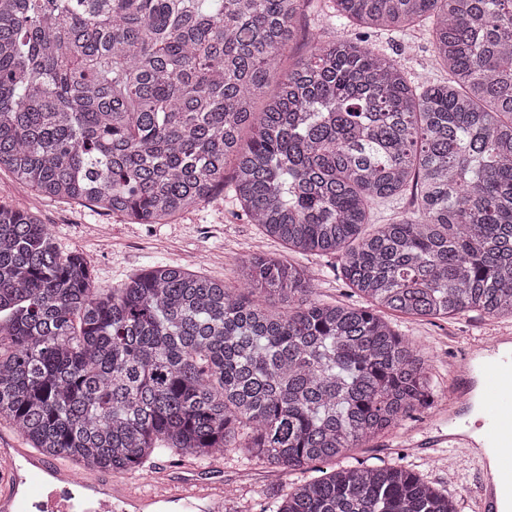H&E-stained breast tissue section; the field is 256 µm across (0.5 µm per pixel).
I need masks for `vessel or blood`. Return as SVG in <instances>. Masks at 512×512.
I'll use <instances>...</instances> for the list:
<instances>
[{
  "instance_id": "1",
  "label": "vessel or blood",
  "mask_w": 512,
  "mask_h": 512,
  "mask_svg": "<svg viewBox=\"0 0 512 512\" xmlns=\"http://www.w3.org/2000/svg\"><path fill=\"white\" fill-rule=\"evenodd\" d=\"M471 352L489 362L478 370L472 357L453 369L448 416L459 415L472 378H479L487 433L479 444L456 430L447 442L478 470L472 512H512V332L502 330L474 341ZM487 447L497 451L496 467L487 465ZM163 499L185 506L202 500L207 512H223L224 488L188 480L171 485ZM144 503L142 496L119 488L104 471L93 468L80 478L63 461L27 448H0V512H140Z\"/></svg>"
}]
</instances>
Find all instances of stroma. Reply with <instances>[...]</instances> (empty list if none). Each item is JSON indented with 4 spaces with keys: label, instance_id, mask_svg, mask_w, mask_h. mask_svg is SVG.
Returning a JSON list of instances; mask_svg holds the SVG:
<instances>
[{
    "label": "stroma",
    "instance_id": "obj_1",
    "mask_svg": "<svg viewBox=\"0 0 512 512\" xmlns=\"http://www.w3.org/2000/svg\"><path fill=\"white\" fill-rule=\"evenodd\" d=\"M303 34L291 42L280 62L281 71L291 70L306 59L316 39H353L359 28L334 17L316 0L301 19ZM431 20L424 19L401 30L370 29L372 46L393 58L409 76L427 74L434 83L447 80L432 45ZM0 203L29 212L46 224L59 248L79 251L93 269L97 287L121 285L155 261L183 266L191 271L239 286L237 265L252 255H277L316 274V294L327 302L355 303L358 295L340 276V259L296 253L265 235L260 227L247 223L232 188L208 204L184 213L167 224H132L121 216L99 213L89 206L46 198L31 187L14 182L0 172ZM392 326L431 355L429 378L439 396L433 406L393 433L356 449L357 460L368 464L385 461L414 469L435 487L455 498L458 512H470L467 502L473 494L477 470L469 461L451 462L440 449L425 447L429 437L447 434L449 424L442 410L448 400L454 365L465 356L471 341L488 337L499 328L512 329L511 318H489L473 312L447 320H419L390 315ZM177 481L194 478L224 486V512H271L291 483L303 479L300 471L281 469L247 459L238 450L226 452L219 467L190 458L159 456L151 468L120 476L123 484L143 493L158 492V478Z\"/></svg>",
    "mask_w": 512,
    "mask_h": 512
}]
</instances>
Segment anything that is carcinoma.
<instances>
[{
    "instance_id": "1",
    "label": "carcinoma",
    "mask_w": 512,
    "mask_h": 512,
    "mask_svg": "<svg viewBox=\"0 0 512 512\" xmlns=\"http://www.w3.org/2000/svg\"><path fill=\"white\" fill-rule=\"evenodd\" d=\"M328 2L365 28L433 17L448 82L411 81L365 34L281 73L313 0H0V170L135 224L230 185L289 249L342 253L365 300L323 302L270 256L240 261L242 290L163 263L98 288L0 203V419L35 450L120 475L230 448L287 472L349 459L433 402L429 356L384 312L512 318V0ZM407 191L417 208L365 233ZM275 512L457 508L359 462Z\"/></svg>"
}]
</instances>
